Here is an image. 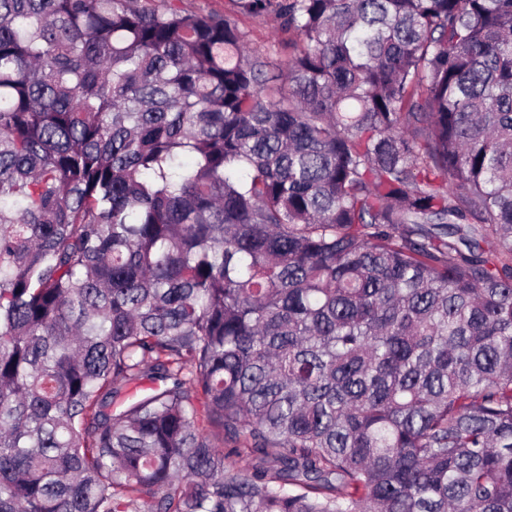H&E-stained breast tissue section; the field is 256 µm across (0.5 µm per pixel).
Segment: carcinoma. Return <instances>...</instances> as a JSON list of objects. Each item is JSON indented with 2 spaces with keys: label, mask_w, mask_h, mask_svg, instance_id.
<instances>
[{
  "label": "carcinoma",
  "mask_w": 512,
  "mask_h": 512,
  "mask_svg": "<svg viewBox=\"0 0 512 512\" xmlns=\"http://www.w3.org/2000/svg\"><path fill=\"white\" fill-rule=\"evenodd\" d=\"M230 3L0 0V512H512V0ZM235 19L238 26L248 33L249 38L257 46L271 47L273 50L280 51L281 46H278L277 42L274 43V40L288 37L278 32L279 23L272 16L255 17L237 14Z\"/></svg>",
  "instance_id": "cac0c4a2"
}]
</instances>
